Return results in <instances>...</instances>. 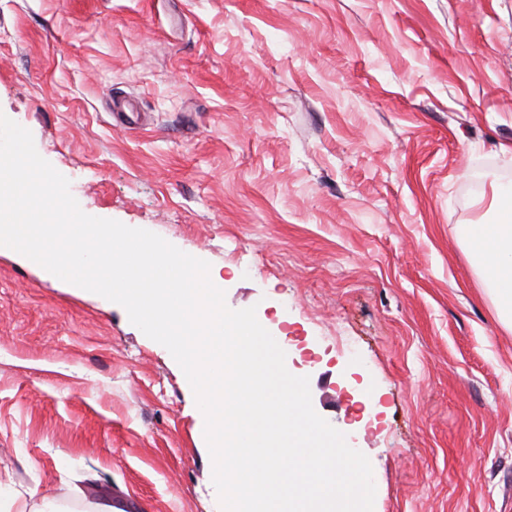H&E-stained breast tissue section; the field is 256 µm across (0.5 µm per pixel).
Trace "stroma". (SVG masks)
I'll list each match as a JSON object with an SVG mask.
<instances>
[{
  "instance_id": "stroma-1",
  "label": "stroma",
  "mask_w": 512,
  "mask_h": 512,
  "mask_svg": "<svg viewBox=\"0 0 512 512\" xmlns=\"http://www.w3.org/2000/svg\"><path fill=\"white\" fill-rule=\"evenodd\" d=\"M0 112L255 307L374 512H512V333L460 236L512 189V0H0ZM33 489L217 502L169 351L0 246V496Z\"/></svg>"
}]
</instances>
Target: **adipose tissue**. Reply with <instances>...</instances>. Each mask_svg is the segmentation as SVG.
Here are the masks:
<instances>
[{
    "label": "adipose tissue",
    "mask_w": 512,
    "mask_h": 512,
    "mask_svg": "<svg viewBox=\"0 0 512 512\" xmlns=\"http://www.w3.org/2000/svg\"><path fill=\"white\" fill-rule=\"evenodd\" d=\"M461 236L483 274L501 325L512 332V209L500 211L497 223L465 225Z\"/></svg>",
    "instance_id": "1"
}]
</instances>
